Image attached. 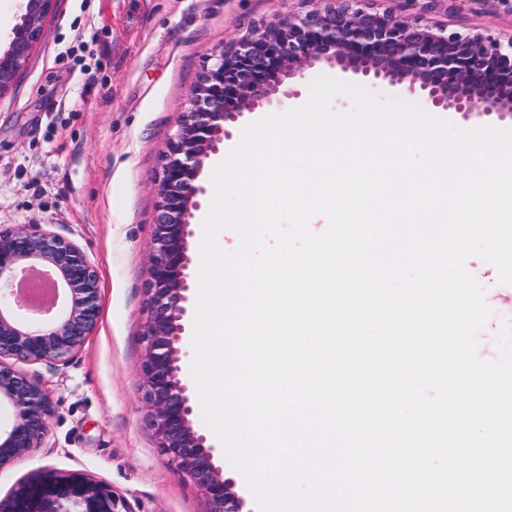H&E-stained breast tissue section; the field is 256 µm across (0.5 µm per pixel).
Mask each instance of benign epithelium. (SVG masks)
Segmentation results:
<instances>
[{
	"label": "benign epithelium",
	"mask_w": 512,
	"mask_h": 512,
	"mask_svg": "<svg viewBox=\"0 0 512 512\" xmlns=\"http://www.w3.org/2000/svg\"><path fill=\"white\" fill-rule=\"evenodd\" d=\"M319 7L263 23L222 47L204 65L176 120L158 183L157 215L143 333L142 372L149 424L167 463L202 491L208 512H239L235 482L215 463V448L192 425L194 397L180 376L181 321L190 300L188 239L192 211L205 189L203 160L232 137L247 114L300 90L287 81L318 63L339 73L419 94L432 109L463 119L512 116V35L489 29L450 31L425 17L392 9L364 10L360 0H314ZM57 0H25L9 42L0 47V94L26 65ZM40 274L63 292L58 318L44 327L17 310L51 311L22 294L21 283ZM0 408L14 413L0 429V469L40 447L52 409L47 389L9 360L65 364L81 349L100 317L99 277L83 250L40 224L0 228ZM0 512H127L124 502L81 473L37 470L0 499Z\"/></svg>",
	"instance_id": "obj_1"
}]
</instances>
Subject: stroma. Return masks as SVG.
<instances>
[{
  "instance_id": "obj_1",
  "label": "stroma",
  "mask_w": 512,
  "mask_h": 512,
  "mask_svg": "<svg viewBox=\"0 0 512 512\" xmlns=\"http://www.w3.org/2000/svg\"><path fill=\"white\" fill-rule=\"evenodd\" d=\"M308 0H59L25 69L0 94V225L39 224L75 242L99 276V323L64 365L24 363L52 405L40 448L0 469V498L31 472H78L109 486L129 512H207L204 495L171 467L147 420L145 356L156 188L175 122L205 61L251 27L308 11ZM408 13L449 29L512 35L499 0H416ZM80 45L81 63L60 53ZM242 137L205 160L191 220L198 276L213 174ZM492 316L477 335L480 358L501 353L512 327V284L479 257L465 263Z\"/></svg>"
}]
</instances>
